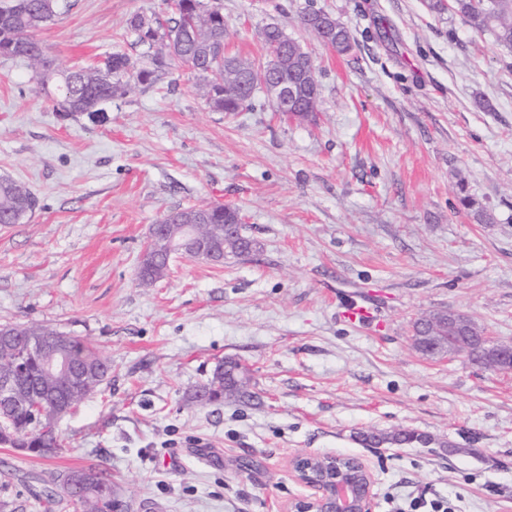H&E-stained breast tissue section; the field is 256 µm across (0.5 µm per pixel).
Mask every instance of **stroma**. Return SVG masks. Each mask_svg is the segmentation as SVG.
Listing matches in <instances>:
<instances>
[{
    "label": "stroma",
    "instance_id": "35a3bbf8",
    "mask_svg": "<svg viewBox=\"0 0 512 512\" xmlns=\"http://www.w3.org/2000/svg\"><path fill=\"white\" fill-rule=\"evenodd\" d=\"M161 0H76L39 39L63 70L116 51ZM227 51L261 61L283 28L313 57V120L216 112L169 63L103 111L62 116L33 65L0 59V176L37 207L0 224V324L40 323L112 362L63 418L57 456L0 447L6 512H44L41 472L96 468L130 512H284L306 490L298 454H347L374 476V512L440 496L512 512V371L413 345L423 315L464 314L512 343V51L429 0H221ZM351 32L338 53L300 24L307 6ZM238 208L260 244L215 266L174 256L144 288L149 227L180 208ZM491 213L493 223L481 221ZM373 306L349 321L341 303ZM246 367L258 403L199 405L215 366ZM433 445L368 448L362 431Z\"/></svg>",
    "mask_w": 512,
    "mask_h": 512
}]
</instances>
